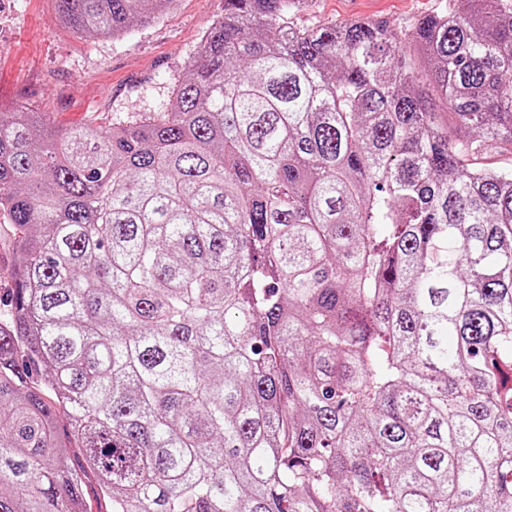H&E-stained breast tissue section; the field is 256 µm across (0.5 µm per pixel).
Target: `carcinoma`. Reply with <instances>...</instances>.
<instances>
[{"instance_id":"cac0c4a2","label":"carcinoma","mask_w":512,"mask_h":512,"mask_svg":"<svg viewBox=\"0 0 512 512\" xmlns=\"http://www.w3.org/2000/svg\"><path fill=\"white\" fill-rule=\"evenodd\" d=\"M300 2L224 0L167 112L0 113V512H512V0ZM441 0H305L299 11L288 15L295 28L319 29L330 24L373 19L392 27H407L437 10ZM0 295L14 287L12 277L13 234L6 227V220L0 216Z\"/></svg>"}]
</instances>
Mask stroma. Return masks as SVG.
Returning <instances> with one entry per match:
<instances>
[{
  "label": "stroma",
  "instance_id": "1",
  "mask_svg": "<svg viewBox=\"0 0 512 512\" xmlns=\"http://www.w3.org/2000/svg\"><path fill=\"white\" fill-rule=\"evenodd\" d=\"M441 0H303L295 28L373 19L410 26ZM54 0H0V112L24 105L53 126L109 125L166 111L172 87L224 0H176L162 18L119 39L77 38L54 20Z\"/></svg>",
  "mask_w": 512,
  "mask_h": 512
}]
</instances>
